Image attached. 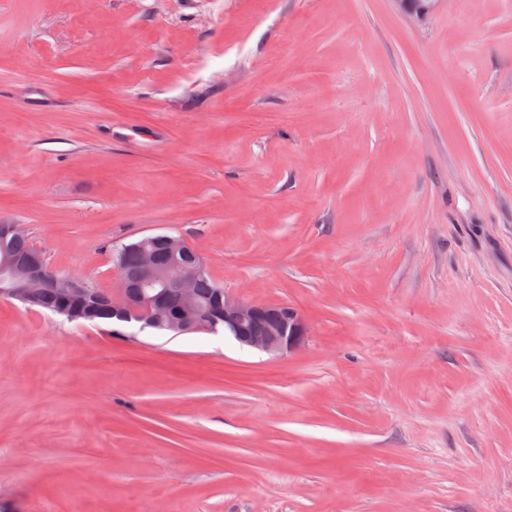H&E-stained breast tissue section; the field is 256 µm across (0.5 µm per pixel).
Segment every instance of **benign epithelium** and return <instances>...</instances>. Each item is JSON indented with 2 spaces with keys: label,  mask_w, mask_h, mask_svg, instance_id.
<instances>
[{
  "label": "benign epithelium",
  "mask_w": 512,
  "mask_h": 512,
  "mask_svg": "<svg viewBox=\"0 0 512 512\" xmlns=\"http://www.w3.org/2000/svg\"><path fill=\"white\" fill-rule=\"evenodd\" d=\"M400 10L410 18L420 21L431 14L439 0H395ZM163 249L172 259L189 253L192 262L178 264L174 276L168 269L159 265L157 249ZM206 271L199 251L187 240L168 234H154L142 243L139 252V266L133 273L121 268L117 271L119 285L112 292V310L125 314L132 308L133 299L139 301V316L151 321L165 310L161 293L152 289L164 288L168 281H174L181 289L183 305L179 312L167 316L169 328L180 332L202 315L197 302L195 284ZM54 290L60 300L86 298L95 294L93 284L86 279L71 276L66 287L49 275L44 253L34 248L23 256L8 252L0 255V297L3 299L29 302L32 300L29 287ZM268 305L260 301H242L224 296V327L233 333V339L242 347L280 357L297 348L308 327L302 316L295 310H288L279 322L275 323L264 336L251 335V329L265 313Z\"/></svg>",
  "instance_id": "benign-epithelium-1"
}]
</instances>
